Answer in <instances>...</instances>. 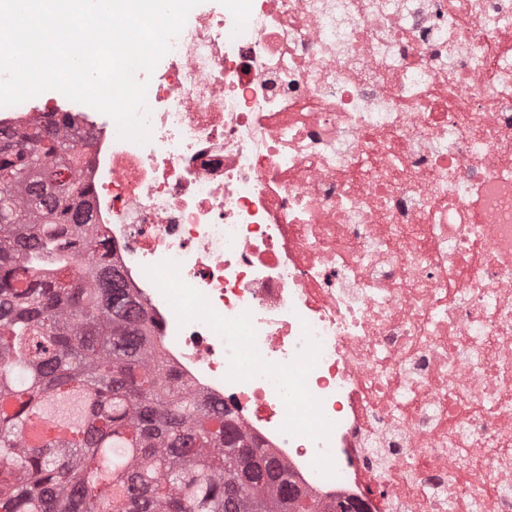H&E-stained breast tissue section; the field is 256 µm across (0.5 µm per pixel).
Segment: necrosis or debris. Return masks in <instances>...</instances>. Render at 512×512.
<instances>
[{"label": "necrosis or debris", "mask_w": 512, "mask_h": 512, "mask_svg": "<svg viewBox=\"0 0 512 512\" xmlns=\"http://www.w3.org/2000/svg\"><path fill=\"white\" fill-rule=\"evenodd\" d=\"M146 103L74 173L176 380L320 503L512 512V0H202Z\"/></svg>", "instance_id": "1"}]
</instances>
